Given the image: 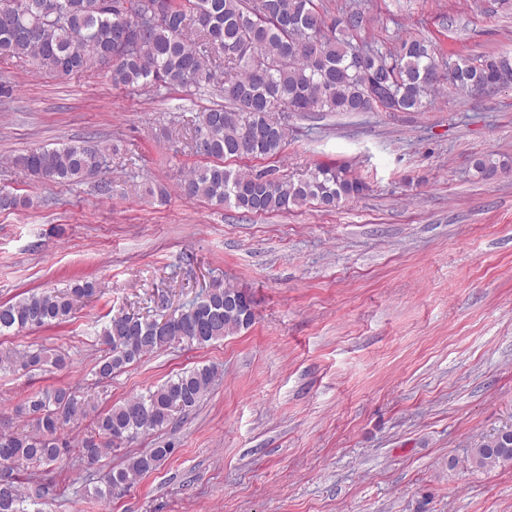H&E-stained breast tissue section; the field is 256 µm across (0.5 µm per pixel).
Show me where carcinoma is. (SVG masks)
<instances>
[{"mask_svg":"<svg viewBox=\"0 0 512 512\" xmlns=\"http://www.w3.org/2000/svg\"><path fill=\"white\" fill-rule=\"evenodd\" d=\"M160 3L161 19H146L145 3ZM0 58H18L58 75L106 68L112 86L158 95L162 90L199 88L224 70L221 92L227 105L201 113L192 149L208 163L181 181V194L230 206L247 214H269L315 202L332 209L361 197L367 185L341 166L318 163L296 179L267 171L243 172L224 162L243 156L280 155L288 142L280 112L359 111L368 99L376 107L420 112L441 84L463 93L475 82L492 86L512 57H465L445 81L436 53L415 38H401L383 51L361 40L367 19L352 7L327 20L322 0H0ZM141 31L131 49L122 48L119 24ZM365 54L357 63L355 53ZM109 150L97 144L39 147L17 159L30 177L54 183L85 182L108 168ZM508 168L492 154L470 161L472 176L489 180ZM98 283L84 281L67 292L31 290L14 302L0 303V335L19 334L72 317L75 302L96 294ZM255 319L252 299L239 288H212L159 319L134 313L112 315L98 332L104 354L95 365L98 380H109L143 357L173 345L204 346L249 329ZM50 362L63 368V354L29 348L0 357V371L27 370ZM218 369L196 366L154 389L97 415L94 435L74 446L64 435L82 404L71 389L38 391L19 411L30 418L26 433L0 430V512H30L44 495L33 481L39 468L63 463L75 454L93 466L108 449L116 450L175 416L194 408L208 393ZM173 449L153 448L126 459L110 472L100 498L117 497L152 473ZM469 463L478 469L512 465V433L501 431L477 443Z\"/></svg>","mask_w":512,"mask_h":512,"instance_id":"cac0c4a2","label":"carcinoma"}]
</instances>
